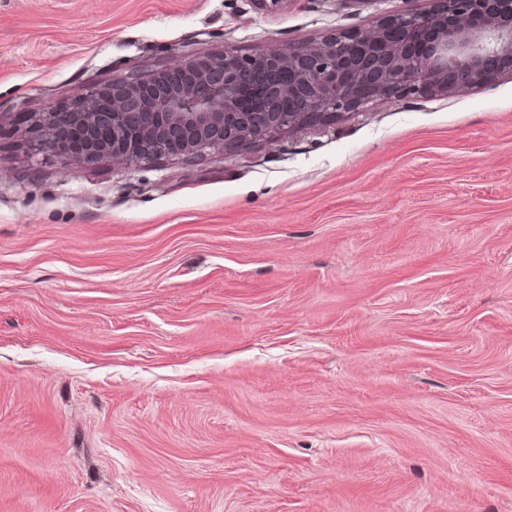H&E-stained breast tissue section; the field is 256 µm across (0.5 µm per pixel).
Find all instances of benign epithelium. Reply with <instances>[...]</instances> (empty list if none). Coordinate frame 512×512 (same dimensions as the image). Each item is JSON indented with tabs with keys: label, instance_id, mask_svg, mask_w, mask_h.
I'll return each instance as SVG.
<instances>
[{
	"label": "benign epithelium",
	"instance_id": "obj_1",
	"mask_svg": "<svg viewBox=\"0 0 512 512\" xmlns=\"http://www.w3.org/2000/svg\"><path fill=\"white\" fill-rule=\"evenodd\" d=\"M502 57H512V0H436L309 48L191 55L147 78L114 76L69 107L34 112L30 146L127 165L235 152L377 100L466 92Z\"/></svg>",
	"mask_w": 512,
	"mask_h": 512
}]
</instances>
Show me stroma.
I'll return each mask as SVG.
<instances>
[{"label":"stroma","instance_id":"35a3bbf8","mask_svg":"<svg viewBox=\"0 0 512 512\" xmlns=\"http://www.w3.org/2000/svg\"><path fill=\"white\" fill-rule=\"evenodd\" d=\"M433 0H0V512H512V71L234 152L31 112Z\"/></svg>","mask_w":512,"mask_h":512}]
</instances>
